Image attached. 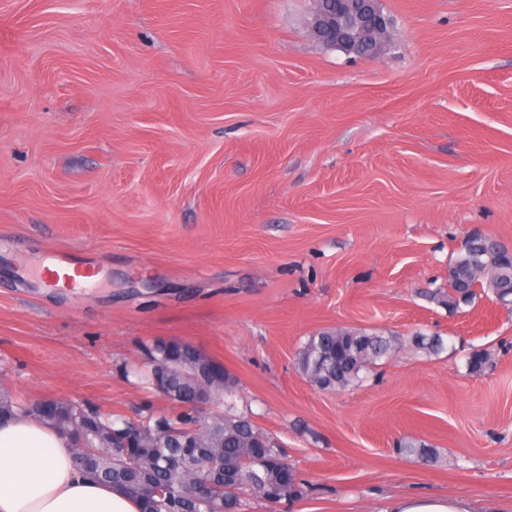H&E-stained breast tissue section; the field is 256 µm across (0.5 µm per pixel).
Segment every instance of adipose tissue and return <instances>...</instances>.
I'll list each match as a JSON object with an SVG mask.
<instances>
[{
  "label": "adipose tissue",
  "mask_w": 512,
  "mask_h": 512,
  "mask_svg": "<svg viewBox=\"0 0 512 512\" xmlns=\"http://www.w3.org/2000/svg\"><path fill=\"white\" fill-rule=\"evenodd\" d=\"M0 512H140L138 501L84 478L71 448L55 430L29 418L0 424ZM384 512H506L463 496L410 494L392 498Z\"/></svg>",
  "instance_id": "obj_1"
}]
</instances>
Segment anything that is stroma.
<instances>
[{
	"mask_svg": "<svg viewBox=\"0 0 512 512\" xmlns=\"http://www.w3.org/2000/svg\"><path fill=\"white\" fill-rule=\"evenodd\" d=\"M381 4L367 62L312 36L313 0H0V382L160 413L124 369L184 340L309 483L247 512L511 503L512 305L424 292L468 239L512 248V0ZM56 255L96 288H44ZM336 327L404 347L321 391L296 356ZM505 508L509 507L488 503L479 509L463 496L410 494L392 498L380 512H506Z\"/></svg>",
	"mask_w": 512,
	"mask_h": 512,
	"instance_id": "35a3bbf8",
	"label": "stroma"
}]
</instances>
